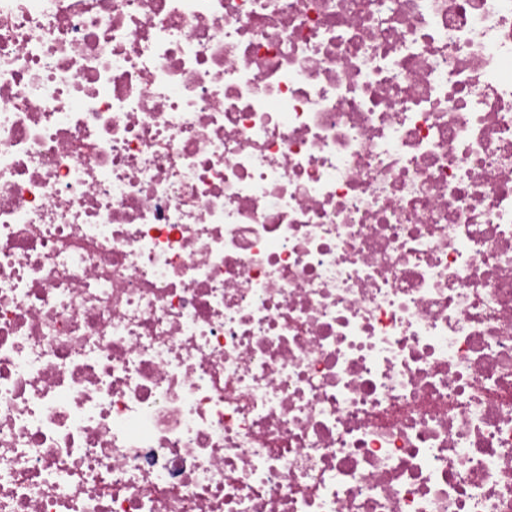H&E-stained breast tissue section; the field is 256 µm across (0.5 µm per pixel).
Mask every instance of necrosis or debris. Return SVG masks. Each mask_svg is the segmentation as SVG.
<instances>
[{"instance_id":"obj_1","label":"necrosis or debris","mask_w":512,"mask_h":512,"mask_svg":"<svg viewBox=\"0 0 512 512\" xmlns=\"http://www.w3.org/2000/svg\"><path fill=\"white\" fill-rule=\"evenodd\" d=\"M0 512H512V0H0Z\"/></svg>"}]
</instances>
